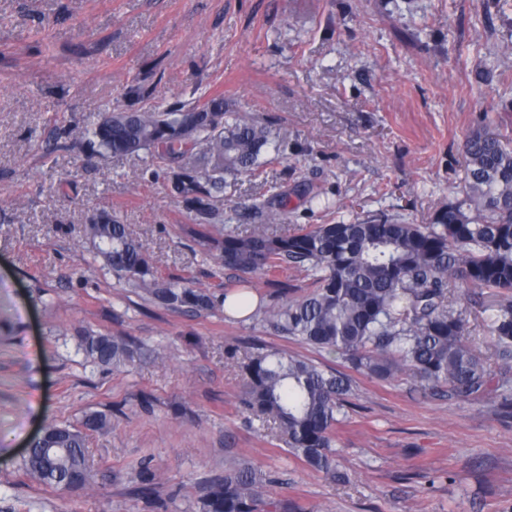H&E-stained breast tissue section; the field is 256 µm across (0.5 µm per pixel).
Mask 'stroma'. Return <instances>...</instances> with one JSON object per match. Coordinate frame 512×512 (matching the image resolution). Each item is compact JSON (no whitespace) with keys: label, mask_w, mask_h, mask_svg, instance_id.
<instances>
[{"label":"stroma","mask_w":512,"mask_h":512,"mask_svg":"<svg viewBox=\"0 0 512 512\" xmlns=\"http://www.w3.org/2000/svg\"><path fill=\"white\" fill-rule=\"evenodd\" d=\"M511 42L512 0H0V512H194L242 460L275 475L288 512H512V416L495 398L371 378L260 317L190 316L118 285L82 237L104 207L162 275L242 287L194 252L188 215L145 156L81 149L98 113L220 94L282 139L258 175L225 176V223L249 228L255 200L284 190L286 229L356 214L427 224L462 196L468 134L487 118L512 139ZM310 288L288 271L253 295L268 307ZM503 299L455 289L468 341L495 371L487 317ZM82 327L159 355L94 367L76 351ZM261 347L349 378L335 433L347 481L305 468L242 409L240 365ZM86 410L112 418L90 441L91 487L28 481L30 440Z\"/></svg>","instance_id":"stroma-1"}]
</instances>
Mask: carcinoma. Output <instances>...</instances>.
I'll list each match as a JSON object with an SVG mask.
<instances>
[{"label": "carcinoma", "mask_w": 512, "mask_h": 512, "mask_svg": "<svg viewBox=\"0 0 512 512\" xmlns=\"http://www.w3.org/2000/svg\"><path fill=\"white\" fill-rule=\"evenodd\" d=\"M280 135L240 110L223 95L97 115L83 148L99 157L138 155L170 177L172 190L197 223L183 231L201 254L248 278L294 269L311 280L297 301L264 313L275 332L311 347L340 354L378 379L419 378L448 389L450 399L499 398L512 414V378L496 377L466 340L468 322L453 307V288L512 292V141L484 125L463 144L464 198L436 212L430 224L403 218L358 216L278 233L271 225L288 213V193L252 204L260 223L243 232L210 219L222 204L224 174H255L262 153ZM94 255L118 280L157 305L198 314L224 308L227 294L197 288L184 277L158 275L128 225L101 210L84 225ZM496 354L512 362V301L492 310ZM78 350L95 366L120 369L141 356L125 336L76 332ZM349 384L314 362L279 350L259 352L242 365L240 403L286 442L288 455L336 477V425L345 416ZM99 411L80 425L49 424L30 444L23 472L40 486L70 492L92 478L88 437L111 426ZM140 495L153 494L152 459L139 464ZM272 479L249 465H230L210 482L197 512H287L270 495Z\"/></svg>", "instance_id": "1"}]
</instances>
